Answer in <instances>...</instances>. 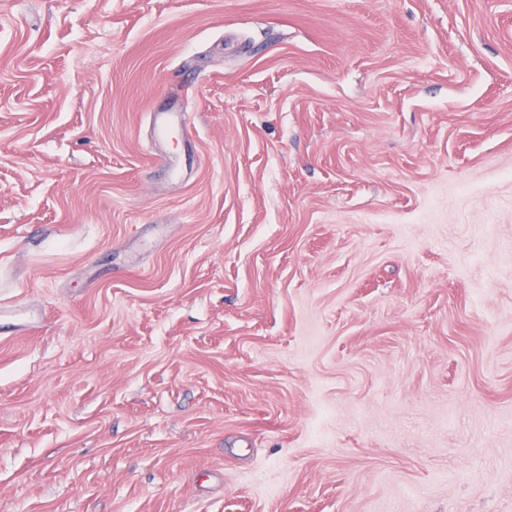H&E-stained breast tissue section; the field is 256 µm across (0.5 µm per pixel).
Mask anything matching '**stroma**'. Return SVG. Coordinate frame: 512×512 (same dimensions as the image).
I'll return each mask as SVG.
<instances>
[{
  "label": "stroma",
  "instance_id": "obj_1",
  "mask_svg": "<svg viewBox=\"0 0 512 512\" xmlns=\"http://www.w3.org/2000/svg\"><path fill=\"white\" fill-rule=\"evenodd\" d=\"M0 304V512H512V0H0ZM189 114L186 102L180 98L172 99L166 109L152 110L148 113L149 124L154 132V140L147 145L148 152L156 158V164L160 169L172 179L181 177L183 167L177 157L161 148L160 139L169 131L177 130L187 141L194 140L195 134Z\"/></svg>",
  "mask_w": 512,
  "mask_h": 512
}]
</instances>
